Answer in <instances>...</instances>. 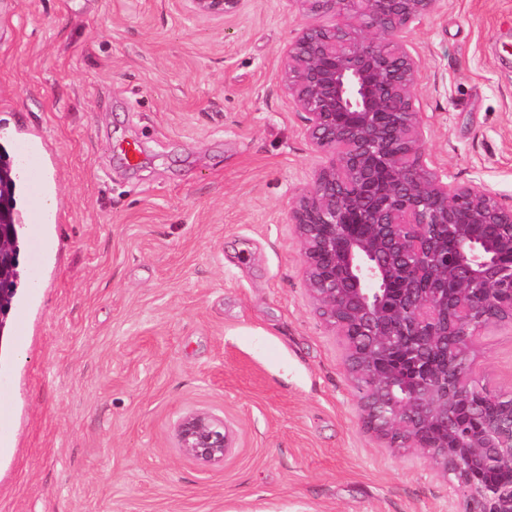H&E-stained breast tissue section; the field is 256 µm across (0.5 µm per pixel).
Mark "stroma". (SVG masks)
<instances>
[{"label": "stroma", "instance_id": "stroma-1", "mask_svg": "<svg viewBox=\"0 0 512 512\" xmlns=\"http://www.w3.org/2000/svg\"><path fill=\"white\" fill-rule=\"evenodd\" d=\"M306 21L298 0L0 6V143L45 137L58 216L26 236L0 341V512H462L362 430L302 278L289 209L321 157L279 75ZM408 41L429 153L512 206V0H441ZM474 377L512 395V327ZM197 411L231 435L219 464L178 446ZM192 12L210 19H224L237 10L240 0H190Z\"/></svg>", "mask_w": 512, "mask_h": 512}]
</instances>
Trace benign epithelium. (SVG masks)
Listing matches in <instances>:
<instances>
[{
  "label": "benign epithelium",
  "mask_w": 512,
  "mask_h": 512,
  "mask_svg": "<svg viewBox=\"0 0 512 512\" xmlns=\"http://www.w3.org/2000/svg\"><path fill=\"white\" fill-rule=\"evenodd\" d=\"M239 2L190 0L210 19ZM297 2L311 22L284 51L281 82L323 161L289 219L362 427L430 459L464 512H512V484L482 479L512 470V401L473 380L484 333L512 324V206L448 182L427 152L404 34L440 0ZM176 437L207 465L231 447L224 422L205 412L182 416Z\"/></svg>",
  "instance_id": "7a95c632"
}]
</instances>
